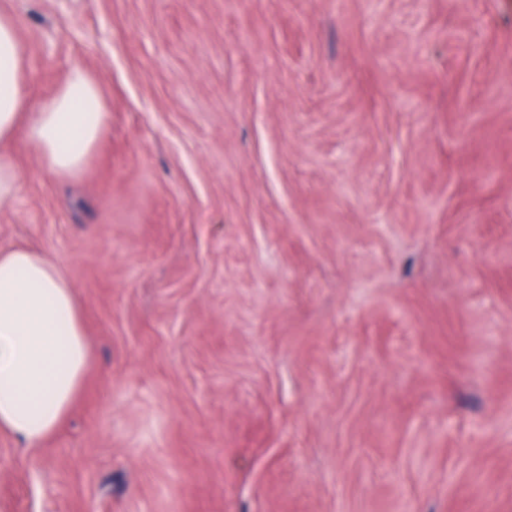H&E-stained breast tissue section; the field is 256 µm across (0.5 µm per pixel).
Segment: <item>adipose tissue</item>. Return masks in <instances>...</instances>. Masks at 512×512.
<instances>
[{
	"label": "adipose tissue",
	"mask_w": 512,
	"mask_h": 512,
	"mask_svg": "<svg viewBox=\"0 0 512 512\" xmlns=\"http://www.w3.org/2000/svg\"><path fill=\"white\" fill-rule=\"evenodd\" d=\"M21 71L15 21L0 13V143L24 128L48 173L77 174L108 119L97 84L72 67L31 112ZM88 362L78 299L55 259L0 247V431L30 447L51 438L82 388Z\"/></svg>",
	"instance_id": "1"
}]
</instances>
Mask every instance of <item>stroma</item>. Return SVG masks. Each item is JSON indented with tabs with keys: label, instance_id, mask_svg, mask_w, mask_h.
<instances>
[{
	"label": "stroma",
	"instance_id": "stroma-1",
	"mask_svg": "<svg viewBox=\"0 0 512 512\" xmlns=\"http://www.w3.org/2000/svg\"><path fill=\"white\" fill-rule=\"evenodd\" d=\"M30 109L0 247L92 350L0 512H512V0H0ZM21 71L15 21L0 13V144L25 121V136L38 149L46 171L55 176L77 174L108 119L97 84L81 67H72L36 112H25Z\"/></svg>",
	"mask_w": 512,
	"mask_h": 512
}]
</instances>
